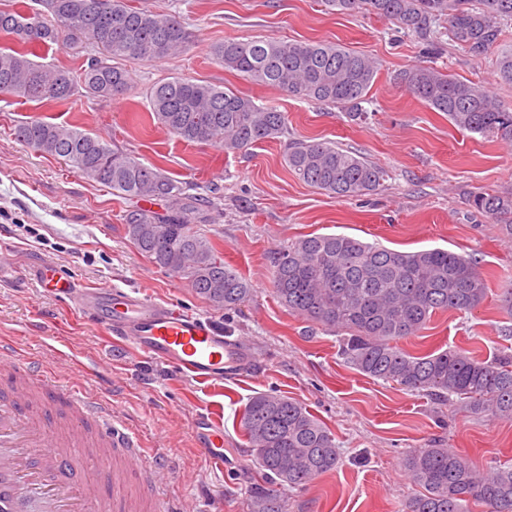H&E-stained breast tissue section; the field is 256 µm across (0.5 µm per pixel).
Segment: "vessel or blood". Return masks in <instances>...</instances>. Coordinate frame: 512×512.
I'll list each match as a JSON object with an SVG mask.
<instances>
[{
    "instance_id": "vessel-or-blood-1",
    "label": "vessel or blood",
    "mask_w": 512,
    "mask_h": 512,
    "mask_svg": "<svg viewBox=\"0 0 512 512\" xmlns=\"http://www.w3.org/2000/svg\"><path fill=\"white\" fill-rule=\"evenodd\" d=\"M39 280L75 311L94 302L93 321L119 334L122 350L174 376L221 382L249 367L222 330L180 304L155 302L140 289L83 287L51 266L41 268ZM0 366V512H198L192 497L169 498L166 450L143 447L110 408L83 394L85 370L75 356L60 354L46 370L0 338ZM199 451L223 467L219 425Z\"/></svg>"
}]
</instances>
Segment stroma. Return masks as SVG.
<instances>
[{"label": "stroma", "instance_id": "35a3bbf8", "mask_svg": "<svg viewBox=\"0 0 512 512\" xmlns=\"http://www.w3.org/2000/svg\"><path fill=\"white\" fill-rule=\"evenodd\" d=\"M137 4L178 12L193 43L177 58L134 63L137 88L131 96L111 102L0 100V258L12 269L0 280V336L40 361L50 351L35 337H53L55 346L113 374L114 385L88 378L83 387L110 403L144 447L166 448L174 462L170 495L192 496L204 512H252L254 492L267 481L248 450L242 417L251 397L271 391L303 404L340 448L336 469L305 487L280 489L286 512H401L417 491L406 475V458L436 445L480 469L494 460L512 464V418L471 414L363 375L345 362L336 333L290 314L272 284L274 254L309 234H342L398 251L443 248L469 255L486 276L485 300L467 312H436L400 345L415 355L458 347L481 361L512 354V311L505 304L512 288V238L468 202L474 191L512 192V144L459 131L399 79L431 62L512 108V84L500 82L495 71L501 56L512 55V20L479 59L452 41L446 21L434 23L426 42L384 18L328 12L322 0ZM255 38L331 41L373 57L379 71L364 104L366 120L355 123L339 108L254 85L224 71L210 53L215 43ZM173 76L276 105L287 117V140L228 155L150 124L144 90ZM33 117L98 134L158 164L176 181L223 193V210L204 231L250 284L249 300L235 311L212 309L186 278L167 274L141 254L124 222L130 201L15 139V126ZM291 139L329 141L374 162L387 172L383 188L339 198L304 184L284 161ZM46 264L86 287L144 288L158 302H178L215 321L258 364L240 379L210 384L171 378L163 365L132 354L114 359L111 331L77 316L38 284L36 273ZM209 418L224 426L220 469L196 447Z\"/></svg>", "mask_w": 512, "mask_h": 512}]
</instances>
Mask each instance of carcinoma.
<instances>
[{
    "mask_svg": "<svg viewBox=\"0 0 512 512\" xmlns=\"http://www.w3.org/2000/svg\"><path fill=\"white\" fill-rule=\"evenodd\" d=\"M132 0H35L38 9L0 7V97L65 102L74 97L118 100L132 89L128 64L160 63L184 53L191 33L181 16L131 5ZM332 11H365L419 37L433 21L448 19V33L474 57L500 40L501 22L512 19V0H325ZM60 40L85 65L75 71L34 59L33 43ZM212 54L228 72L290 96L336 106L352 120L378 72L370 57L339 43L226 40ZM409 92L461 130L512 141V111L495 95L430 65L400 75ZM149 118L187 143H210L226 153L288 134L287 119L273 105L245 94L179 77L146 92ZM17 141L61 158L84 178L127 200H161L164 212L135 207L125 223L138 249L174 276H185L195 294L217 310H237L251 288L224 265L212 240L194 224L221 210L223 197L187 188L98 136L31 118L14 129ZM288 168L305 184L336 197L374 192L385 172L363 157L323 141L289 143ZM471 206L512 233V193L477 192ZM273 285L294 315L344 333L342 356L360 373L421 392L435 401L455 399L474 414L512 418V354L479 361L464 350L412 355L397 342L418 333L440 310L471 311L487 283L478 262L442 248L401 252L336 234L306 236L273 257ZM250 452L272 487L255 493L254 512H285L276 486L299 488L336 468L338 447L329 430L300 403L260 393L245 408ZM423 492L402 512H512V465L479 470L450 448H422L406 462Z\"/></svg>",
    "mask_w": 512,
    "mask_h": 512,
    "instance_id": "cac0c4a2",
    "label": "carcinoma"
}]
</instances>
